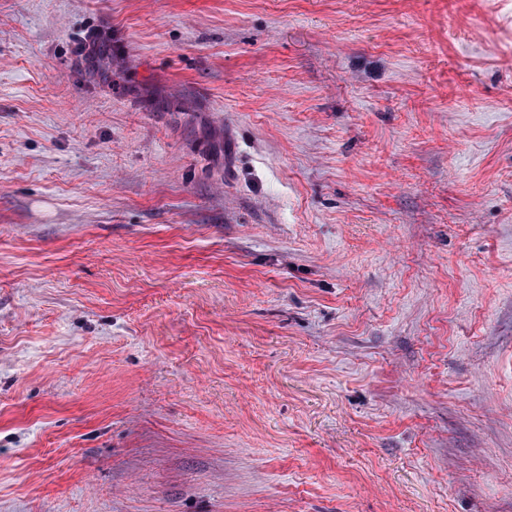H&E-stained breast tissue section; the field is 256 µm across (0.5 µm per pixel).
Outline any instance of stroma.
Instances as JSON below:
<instances>
[{"instance_id": "1", "label": "stroma", "mask_w": 512, "mask_h": 512, "mask_svg": "<svg viewBox=\"0 0 512 512\" xmlns=\"http://www.w3.org/2000/svg\"><path fill=\"white\" fill-rule=\"evenodd\" d=\"M0 512H512V0H0Z\"/></svg>"}]
</instances>
